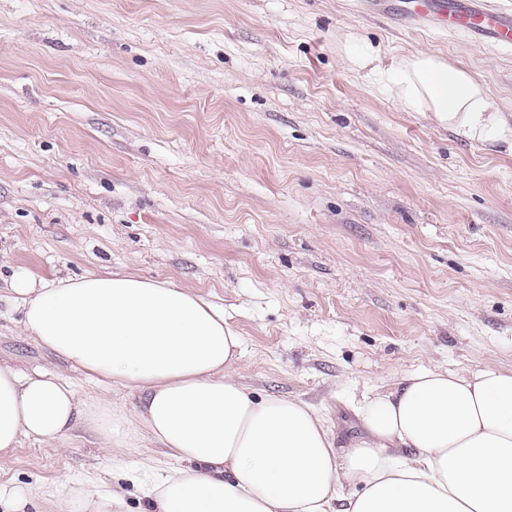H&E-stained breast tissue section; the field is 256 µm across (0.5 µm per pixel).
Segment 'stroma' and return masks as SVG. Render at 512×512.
I'll return each instance as SVG.
<instances>
[{
    "instance_id": "obj_1",
    "label": "stroma",
    "mask_w": 512,
    "mask_h": 512,
    "mask_svg": "<svg viewBox=\"0 0 512 512\" xmlns=\"http://www.w3.org/2000/svg\"><path fill=\"white\" fill-rule=\"evenodd\" d=\"M425 51L512 114V50L370 15L366 0H0V363L61 374L11 281L130 273L220 306L254 396L303 400L337 446L408 372L512 370V154L404 111L366 59ZM157 443L91 422L0 453V484L57 512L66 485L149 512Z\"/></svg>"
}]
</instances>
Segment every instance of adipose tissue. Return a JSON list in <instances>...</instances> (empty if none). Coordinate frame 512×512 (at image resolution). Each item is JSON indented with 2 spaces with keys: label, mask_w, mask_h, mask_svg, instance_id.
Returning <instances> with one entry per match:
<instances>
[{
  "label": "adipose tissue",
  "mask_w": 512,
  "mask_h": 512,
  "mask_svg": "<svg viewBox=\"0 0 512 512\" xmlns=\"http://www.w3.org/2000/svg\"><path fill=\"white\" fill-rule=\"evenodd\" d=\"M400 107L469 143L512 151V121L469 72L418 52L388 68ZM34 340L75 369L139 391L135 415L67 381L0 365V452L91 420L105 445L160 444L154 512H512V370L423 369L356 407L366 436L337 449L304 401L253 398L231 376L240 336L221 308L168 281L88 274L11 283Z\"/></svg>",
  "instance_id": "obj_1"
}]
</instances>
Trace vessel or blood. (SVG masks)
<instances>
[{"mask_svg": "<svg viewBox=\"0 0 512 512\" xmlns=\"http://www.w3.org/2000/svg\"><path fill=\"white\" fill-rule=\"evenodd\" d=\"M412 21L462 31L474 38L512 47V10L504 11L489 0H416Z\"/></svg>", "mask_w": 512, "mask_h": 512, "instance_id": "vessel-or-blood-1", "label": "vessel or blood"}]
</instances>
